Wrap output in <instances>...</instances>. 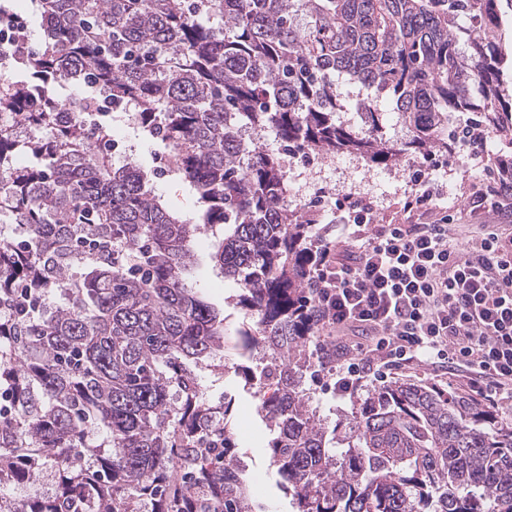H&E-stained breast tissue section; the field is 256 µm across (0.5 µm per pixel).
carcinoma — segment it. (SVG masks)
Segmentation results:
<instances>
[{
  "label": "carcinoma",
  "instance_id": "obj_1",
  "mask_svg": "<svg viewBox=\"0 0 512 512\" xmlns=\"http://www.w3.org/2000/svg\"><path fill=\"white\" fill-rule=\"evenodd\" d=\"M512 0H36L51 41L0 84V512H256L231 403L197 370L224 348V308L188 287L203 261L239 288L241 365L293 512H512V426L412 381L373 390L344 430L309 409L307 212L264 146L355 155L371 169L428 159L476 127L512 129L502 17ZM87 92L71 100L53 88ZM342 83L363 91L343 119ZM106 93L138 112L139 140L175 157L188 214L153 165L96 149ZM388 98L393 111L383 112ZM19 152L31 158L9 169ZM223 236L202 258L203 233ZM62 291L65 309L43 300ZM103 427L107 450L87 443ZM27 491L17 499L2 490ZM157 187L172 204L187 212L191 210L192 201L186 184L177 179H165Z\"/></svg>",
  "mask_w": 512,
  "mask_h": 512
}]
</instances>
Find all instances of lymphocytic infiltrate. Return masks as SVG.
<instances>
[{
    "instance_id": "lymphocytic-infiltrate-1",
    "label": "lymphocytic infiltrate",
    "mask_w": 512,
    "mask_h": 512,
    "mask_svg": "<svg viewBox=\"0 0 512 512\" xmlns=\"http://www.w3.org/2000/svg\"><path fill=\"white\" fill-rule=\"evenodd\" d=\"M488 139L469 135L483 177L465 208L448 210L418 167L386 221L375 222L370 200L347 193L313 230L314 383L345 395L420 362L490 406L512 400V224L478 221L488 209L512 215V185L494 182L501 159ZM452 221L470 229L467 250L449 239ZM362 350L364 362L354 357Z\"/></svg>"
}]
</instances>
